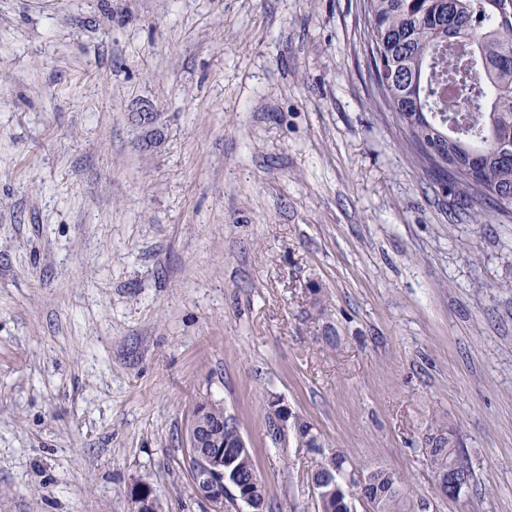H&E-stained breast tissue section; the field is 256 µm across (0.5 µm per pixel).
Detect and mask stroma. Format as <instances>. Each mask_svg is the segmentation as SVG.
I'll return each mask as SVG.
<instances>
[{
	"mask_svg": "<svg viewBox=\"0 0 512 512\" xmlns=\"http://www.w3.org/2000/svg\"><path fill=\"white\" fill-rule=\"evenodd\" d=\"M364 42L361 0H0V512H211L203 399L266 512H317L275 396L434 512H512V207L413 163ZM274 403V409H273ZM273 403L269 402L268 410L266 412V425L272 420V415L275 421V427L278 431L281 442H288V434L291 431H295L299 437L300 443L303 447L306 446V437L304 435L303 422L298 416H296L292 410L280 399L273 400ZM273 411V414H272ZM206 401L211 416L215 420H224V427L217 428L216 434L224 444L214 442L212 429L215 423L207 416V409L204 405H196L188 425L189 443L191 447V459L193 460L194 474L190 467L193 481V489L198 498L209 503L220 511L224 509V501L233 498L236 502H250L252 487L244 486L242 483L253 485L252 481L258 477L251 454L247 448L242 433L239 434V442L235 448H225L235 451L237 448H244V453H238L235 458L234 467L238 471L239 480H231L225 470L224 445L235 446L238 438L239 425L236 419L226 415L224 406L209 400ZM235 488L231 493L230 487ZM423 440L429 443V440L435 441L431 452L428 447H424L427 459L435 477V471L448 470V463L457 455H463L464 445L458 429L447 418L442 416H433L430 423L425 428L422 436ZM448 478L453 480V484L463 488L466 484L462 482L461 476L448 470ZM436 489L442 485V478L435 477ZM130 498L134 504L133 512H160L159 500L150 488L136 486L130 490Z\"/></svg>",
	"mask_w": 512,
	"mask_h": 512,
	"instance_id": "stroma-1",
	"label": "stroma"
}]
</instances>
